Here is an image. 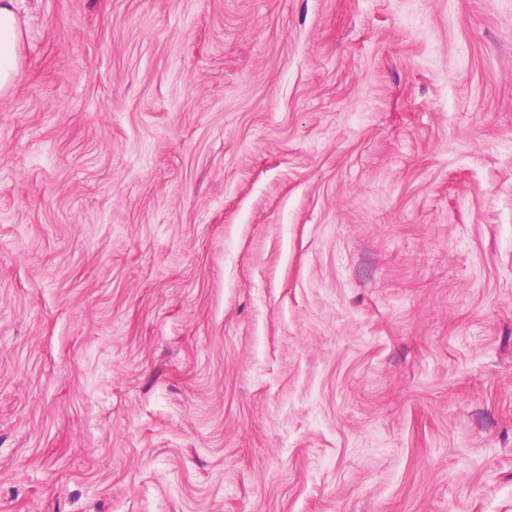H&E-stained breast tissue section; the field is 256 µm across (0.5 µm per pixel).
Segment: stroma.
Segmentation results:
<instances>
[{"instance_id": "1", "label": "stroma", "mask_w": 512, "mask_h": 512, "mask_svg": "<svg viewBox=\"0 0 512 512\" xmlns=\"http://www.w3.org/2000/svg\"><path fill=\"white\" fill-rule=\"evenodd\" d=\"M0 512H512V0H15Z\"/></svg>"}]
</instances>
